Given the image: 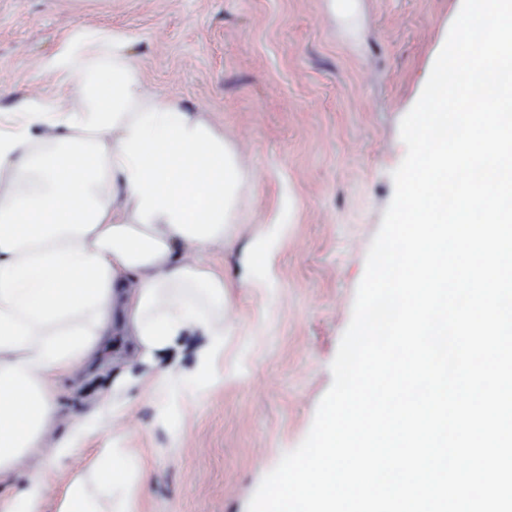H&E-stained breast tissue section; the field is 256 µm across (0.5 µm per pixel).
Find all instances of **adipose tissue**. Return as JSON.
Here are the masks:
<instances>
[{
	"instance_id": "1",
	"label": "adipose tissue",
	"mask_w": 512,
	"mask_h": 512,
	"mask_svg": "<svg viewBox=\"0 0 512 512\" xmlns=\"http://www.w3.org/2000/svg\"><path fill=\"white\" fill-rule=\"evenodd\" d=\"M45 69L66 94L31 101L0 128V476L42 447L58 419L56 380L123 337L141 364L112 381L156 397L184 375L173 353L203 337L193 383L223 382V274L202 260L232 248L247 166L209 120L149 93L120 33L83 28ZM53 461L0 512H41ZM138 458L113 449L69 481L58 512H137Z\"/></svg>"
}]
</instances>
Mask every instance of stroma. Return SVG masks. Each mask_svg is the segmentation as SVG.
I'll return each instance as SVG.
<instances>
[{
  "instance_id": "1",
  "label": "stroma",
  "mask_w": 512,
  "mask_h": 512,
  "mask_svg": "<svg viewBox=\"0 0 512 512\" xmlns=\"http://www.w3.org/2000/svg\"><path fill=\"white\" fill-rule=\"evenodd\" d=\"M462 0H0V120L21 101L62 96L42 68L66 34L130 37L149 92L201 112L258 186L223 273L224 383L188 397L134 392L81 452L58 457L43 512L111 446L147 474L138 512H247L262 477L307 435L332 382L369 245L405 156L403 116L419 98ZM106 349L58 381L76 426L108 394Z\"/></svg>"
}]
</instances>
